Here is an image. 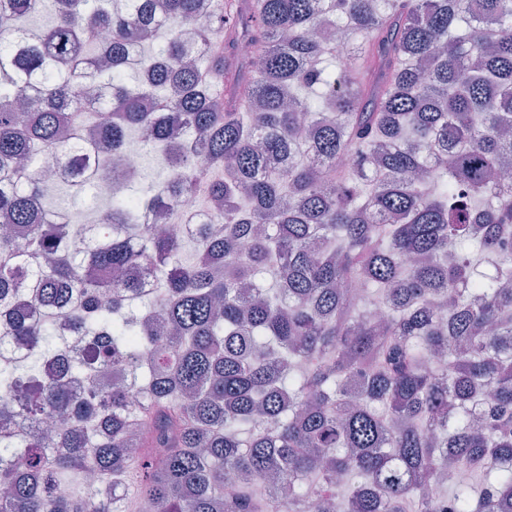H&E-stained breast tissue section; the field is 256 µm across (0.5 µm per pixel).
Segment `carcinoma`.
Listing matches in <instances>:
<instances>
[{
    "mask_svg": "<svg viewBox=\"0 0 512 512\" xmlns=\"http://www.w3.org/2000/svg\"><path fill=\"white\" fill-rule=\"evenodd\" d=\"M511 132L512 0H0V512H512ZM139 150L142 154V168L140 173L142 177L137 178L134 186L141 190H147L151 184L162 180L166 173L159 164L152 149L139 148ZM121 189L122 181L118 177L115 179L114 175L111 179L96 184L94 187L96 194L103 198H99L98 196L93 198L89 194L88 190H86L73 196L63 197L59 201V206L62 211L69 213L74 217L80 216L81 218H84L95 210L105 206L106 198L104 197H110ZM191 217H194L197 223H207L212 217L211 211L203 209L197 196L183 200L180 205L169 211L151 212L140 221V224L149 228L158 225V227L166 229L171 234L185 236L190 232L188 224Z\"/></svg>",
    "mask_w": 512,
    "mask_h": 512,
    "instance_id": "carcinoma-1",
    "label": "carcinoma"
}]
</instances>
